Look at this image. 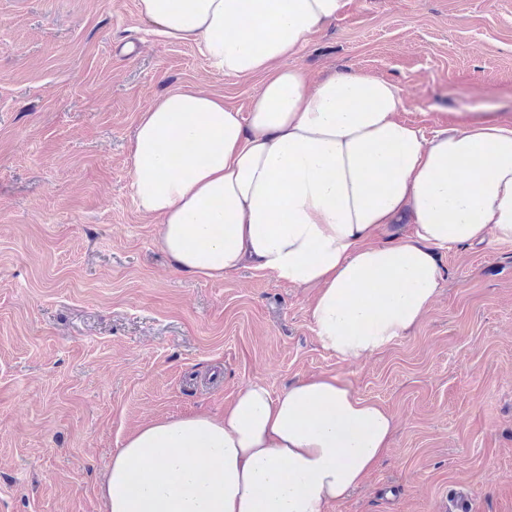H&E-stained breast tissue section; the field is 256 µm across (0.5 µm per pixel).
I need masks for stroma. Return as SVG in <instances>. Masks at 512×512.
Segmentation results:
<instances>
[{"instance_id": "stroma-1", "label": "stroma", "mask_w": 512, "mask_h": 512, "mask_svg": "<svg viewBox=\"0 0 512 512\" xmlns=\"http://www.w3.org/2000/svg\"><path fill=\"white\" fill-rule=\"evenodd\" d=\"M139 0H0V512H104L136 425L221 416L243 386L344 377L394 414L389 453L330 512H512V241L442 253L406 338L344 362L312 290L247 265L178 269L138 208L128 146L157 98L198 86L249 112L263 75L212 71ZM292 65L396 84L430 133L512 121V0H344Z\"/></svg>"}]
</instances>
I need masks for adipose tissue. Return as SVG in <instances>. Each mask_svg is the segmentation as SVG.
Instances as JSON below:
<instances>
[{
  "label": "adipose tissue",
  "mask_w": 512,
  "mask_h": 512,
  "mask_svg": "<svg viewBox=\"0 0 512 512\" xmlns=\"http://www.w3.org/2000/svg\"><path fill=\"white\" fill-rule=\"evenodd\" d=\"M343 0H139L214 72L265 79L248 114L195 87L142 112L131 188L180 270L219 279L250 263L314 289L320 346L343 361L419 326L443 279L437 254L512 241V121L483 116L433 134L400 121L390 81L352 71L308 82L288 66ZM406 236L391 234L398 216ZM395 417L342 377L280 393L242 388L222 417L137 426L112 454L106 512H329L388 448Z\"/></svg>",
  "instance_id": "1"
}]
</instances>
